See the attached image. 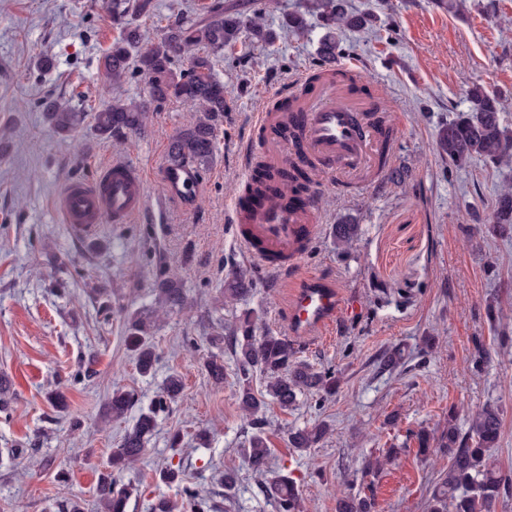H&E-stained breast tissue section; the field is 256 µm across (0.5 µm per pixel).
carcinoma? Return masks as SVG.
<instances>
[{
    "mask_svg": "<svg viewBox=\"0 0 512 512\" xmlns=\"http://www.w3.org/2000/svg\"><path fill=\"white\" fill-rule=\"evenodd\" d=\"M154 12V0H112V23L122 29V36L112 43V48L103 57V70L117 84L132 74L148 78L149 99L113 100L112 104L94 113L93 130L102 139H123L143 129L151 105L182 102L194 108L198 116L170 140L168 157L203 170L212 160L216 133L224 124V112L228 111L224 84L213 73V56L234 47L245 33L252 41L264 44L274 42L277 35L260 23V17L245 22L224 9V0H210L204 6L202 17L173 22L157 44L141 50L139 30L131 18L150 17ZM307 12L319 14L326 29L317 49L319 58L324 61L336 57V31L345 27L371 26L376 19L371 13L350 12L346 0H310ZM191 49L197 53L190 67L186 70L178 68L184 54ZM468 96L470 109L439 129L438 153L457 167L466 166L475 159L495 166L508 162L512 159V132L501 122L499 99L478 84L469 87ZM44 112L51 128L64 135L76 130L84 119V113L51 101L45 103ZM286 136L294 144L296 159L275 172L257 164L245 189L247 197L259 199L264 188L271 191L276 184L286 186L290 195L280 197V204L285 209L288 202L312 191L311 165L301 151L299 134L290 130ZM496 220L497 224L490 227L492 231L503 224H512V186L509 184L499 189ZM357 234L355 224L336 225V249H349ZM251 286L252 279L245 272L234 274L224 284V305L230 306L250 293ZM185 302L180 279L169 273L160 275L156 288L158 308H180ZM151 331L147 314L135 312L126 318L125 341L144 376L151 374L156 364ZM226 336L236 367L239 405L251 429V435L240 448L241 455L255 471L257 487L273 512H304L293 472L283 474L268 469L271 454L266 433L268 411L272 404L286 411L304 395L321 399L334 395L339 385L337 372L332 367L317 370L299 360L297 348L284 336L258 333L256 322L248 313L236 319ZM205 369L213 382H224V358L221 355L210 356ZM256 375L265 383V391L260 394L253 388ZM182 388L180 376L169 375L154 403L139 414L134 426L125 431L117 447L112 449L108 469L102 473L96 489L102 512H126L129 500L138 493V485L132 481L124 482L125 474L143 458L157 427L158 413L180 395ZM132 405V394L120 389L112 391L110 413L113 420L125 418ZM502 429L503 419L498 407L487 404L471 415L468 429L464 431L450 412L448 429L438 438L424 428L409 432L408 438L417 444V454L430 456L438 452L448 456V470L439 472L434 478L430 512H496L499 500L512 497V473L503 470L494 457ZM328 431L325 424L298 429L290 434L289 443L295 449L306 451L316 447ZM395 454V449L388 448L380 458L364 459L361 473H378L381 460L388 461ZM220 483L224 486V512H230L238 483L237 473L225 470ZM374 505V498L365 487L352 486L350 492L337 499L336 512H373Z\"/></svg>",
    "mask_w": 512,
    "mask_h": 512,
    "instance_id": "1",
    "label": "carcinoma"
}]
</instances>
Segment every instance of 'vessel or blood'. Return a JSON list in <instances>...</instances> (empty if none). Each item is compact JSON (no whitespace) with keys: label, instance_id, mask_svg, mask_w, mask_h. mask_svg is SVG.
<instances>
[{"label":"vessel or blood","instance_id":"1","mask_svg":"<svg viewBox=\"0 0 512 512\" xmlns=\"http://www.w3.org/2000/svg\"><path fill=\"white\" fill-rule=\"evenodd\" d=\"M345 67L328 63L310 93L289 92L288 108L269 106L257 113L262 137L255 144L265 164L283 167L293 147L281 129L298 131L303 152L316 176L331 175L364 189L373 186L384 167L393 166L392 143L372 127L369 97L353 90ZM161 180L169 199L192 204L201 178L189 165L163 166ZM147 176L125 161L110 162L92 184L69 183L59 199L64 223L78 230L109 222H131L146 207ZM231 220L248 253L264 268L288 276L290 296L283 320L294 338L323 336L339 318L354 315L356 301L346 298L335 280L300 272L303 255L320 231L315 205L285 212L274 205L250 211L234 204Z\"/></svg>","mask_w":512,"mask_h":512}]
</instances>
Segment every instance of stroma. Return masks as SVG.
<instances>
[{
  "instance_id": "35a3bbf8",
  "label": "stroma",
  "mask_w": 512,
  "mask_h": 512,
  "mask_svg": "<svg viewBox=\"0 0 512 512\" xmlns=\"http://www.w3.org/2000/svg\"><path fill=\"white\" fill-rule=\"evenodd\" d=\"M227 2L246 16L262 13L279 37L270 45L245 39L215 58L229 110L200 173L201 193L186 208L168 200L159 182L168 141L193 118L186 106L163 105L145 133L121 140L98 138L86 125L61 136L43 118L48 100L93 113L117 96H147V79L135 75L117 86L100 67L118 35L105 0H0V375L13 394L0 411V512H63L74 499L84 512H100L95 489L112 449L172 373L184 390L159 414L157 432L129 474L139 495L128 512H149L161 496L181 501L186 485L214 496L227 468L238 474L236 512H271L238 452L247 427L233 360L225 358L219 386L204 364L211 335L232 317L249 312L260 330L285 331L286 283L247 255L229 213L246 182L244 149L256 113L292 78L317 67L324 30L313 18L305 34L283 32L288 14L306 0H277L273 9L266 0ZM202 3L156 0L154 17L138 22L141 47L156 44L177 18L197 17ZM347 3L375 12L378 22L340 34L336 62L356 64L383 108L396 110V164L381 185L355 194L330 177L317 181L323 228L300 269L334 278L359 313L337 322L327 338L297 344L300 359L315 369L338 370L335 396L272 408L266 432L272 463L297 477L305 512H336L338 492L364 457L392 447L397 457L373 484L375 512H427L429 477L448 460L402 445L407 431L446 430L449 409L464 416L497 403L503 432L495 454L512 470V347L499 346L485 311L499 307L512 327V230L474 232L492 222L512 167L476 161L457 168L435 149L438 128L468 110L466 90L474 83L499 97L502 123L512 130V0H465L457 14L433 0ZM112 160L147 173L144 212L132 223L86 232L64 224L61 191L95 181ZM340 224L359 227L346 255L334 244ZM239 267L251 270L254 289L228 308L220 291ZM164 270L179 275L187 303L161 314L156 369L143 376L126 349L124 322L129 312L151 310ZM426 336L435 344L423 358L418 347ZM478 343L489 362L474 371ZM396 347L405 351L403 362L376 373V359ZM116 387L131 391L136 404L126 419L108 422L104 407ZM55 389L66 408L51 399ZM319 422L330 427L323 443L304 453L290 448L291 429ZM201 431L208 435L203 447ZM168 464L180 469L179 482L158 481L156 469Z\"/></svg>"
}]
</instances>
